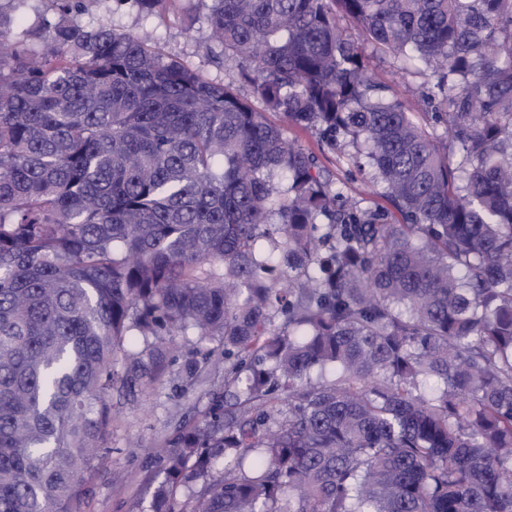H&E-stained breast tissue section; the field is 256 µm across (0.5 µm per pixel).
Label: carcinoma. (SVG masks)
Instances as JSON below:
<instances>
[{"mask_svg":"<svg viewBox=\"0 0 512 512\" xmlns=\"http://www.w3.org/2000/svg\"><path fill=\"white\" fill-rule=\"evenodd\" d=\"M0 0V512H84L112 390L218 337L153 512H512V0H202L215 63ZM436 80L428 130L348 33ZM315 133L372 173L363 208ZM285 177L280 188L276 179ZM287 134L296 135L307 149L320 157L323 165L329 169L336 178L347 183L349 195L351 196L352 201H358L361 206L372 208L385 205L381 195L373 192L368 186L367 172L362 175L355 173L354 176L351 177L349 171L353 169L350 164L347 165L344 158L339 156L338 151L334 154L325 149L324 152L326 155H322V148L314 133L300 129L288 128Z\"/></svg>","mask_w":512,"mask_h":512,"instance_id":"1","label":"carcinoma"}]
</instances>
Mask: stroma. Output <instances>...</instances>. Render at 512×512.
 Instances as JSON below:
<instances>
[{
    "label": "stroma",
    "mask_w": 512,
    "mask_h": 512,
    "mask_svg": "<svg viewBox=\"0 0 512 512\" xmlns=\"http://www.w3.org/2000/svg\"><path fill=\"white\" fill-rule=\"evenodd\" d=\"M205 14L200 0H169L163 11L150 16L142 14L132 0H86V9L78 20L88 26L110 16L116 29L150 33L165 55L199 69L208 78L221 83L233 81L238 71L236 62L219 67L209 58L210 29ZM190 15L196 23L193 33L188 34L184 23ZM373 70L417 120L430 123L427 99L437 93L433 81L394 73L386 64H374ZM297 136L307 149L320 155L336 178L346 181L352 200L364 207L383 205V198L370 189L366 175L351 174L344 158L323 152L314 133L301 130ZM201 358L207 361L202 381L189 385L186 368ZM223 391L224 356L219 340L196 345L177 339L171 360L158 377L136 387L134 394L114 398L107 450L93 463L82 485L85 512H149L167 439L180 426L202 422L213 395Z\"/></svg>",
    "instance_id": "obj_1"
}]
</instances>
